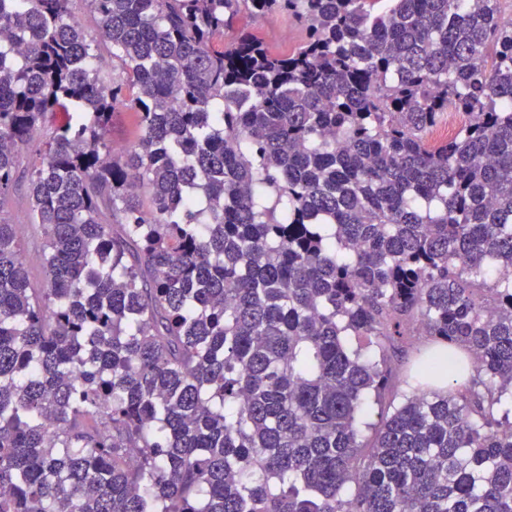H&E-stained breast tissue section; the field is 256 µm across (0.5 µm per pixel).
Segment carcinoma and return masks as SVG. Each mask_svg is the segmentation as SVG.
<instances>
[{
	"label": "carcinoma",
	"mask_w": 512,
	"mask_h": 512,
	"mask_svg": "<svg viewBox=\"0 0 512 512\" xmlns=\"http://www.w3.org/2000/svg\"><path fill=\"white\" fill-rule=\"evenodd\" d=\"M69 2L0 0V512H512L502 0ZM253 26L261 33L273 50L287 51L302 37V31L287 14L274 13L254 19ZM131 113L118 112L112 117L109 139L116 147L124 146L136 139V120ZM9 209L14 224H18L23 246L29 257L31 280L34 284L40 286L44 280L43 269L39 262L40 243L42 242L41 230L37 224H31L25 214L22 194H18L10 200ZM37 257L38 259H34Z\"/></svg>",
	"instance_id": "carcinoma-1"
}]
</instances>
